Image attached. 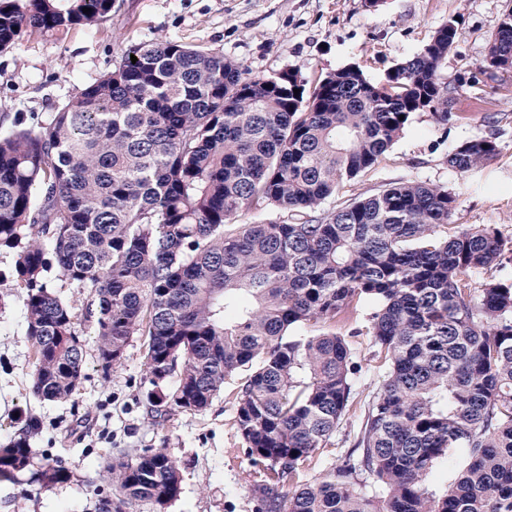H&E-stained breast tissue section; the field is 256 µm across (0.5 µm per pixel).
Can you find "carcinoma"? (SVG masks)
<instances>
[{
  "mask_svg": "<svg viewBox=\"0 0 512 512\" xmlns=\"http://www.w3.org/2000/svg\"><path fill=\"white\" fill-rule=\"evenodd\" d=\"M90 12H83V8ZM112 0H0V51L24 30L95 27ZM455 20L378 85L354 65L308 91L300 73L252 77L243 65L167 39L135 43L40 122L0 131V250L15 254L33 348L30 394L71 397L86 367L75 313L49 291L89 292L103 377L144 337L151 410L207 409L224 381L249 374L235 426L259 469L258 512H512V277L492 224L442 236L456 194L399 183L329 209L343 184L378 165L416 112L448 124L442 75ZM136 56L137 61L130 60ZM485 68L512 69V10ZM299 94H294V90ZM497 145L478 137L446 156L470 172ZM286 220L238 224L244 212ZM366 303L382 361L352 448L310 485L300 466L336 434L359 375L336 318ZM178 374L175 388L165 384ZM29 419L0 447V482L36 455ZM461 454L441 496L425 481ZM69 472L55 461L45 486ZM97 512H164L181 490L162 448L112 460Z\"/></svg>",
  "mask_w": 512,
  "mask_h": 512,
  "instance_id": "1",
  "label": "carcinoma"
}]
</instances>
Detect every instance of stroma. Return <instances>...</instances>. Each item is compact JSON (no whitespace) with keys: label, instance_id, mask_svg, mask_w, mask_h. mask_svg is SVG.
Here are the masks:
<instances>
[{"label":"stroma","instance_id":"35a3bbf8","mask_svg":"<svg viewBox=\"0 0 512 512\" xmlns=\"http://www.w3.org/2000/svg\"><path fill=\"white\" fill-rule=\"evenodd\" d=\"M511 8L512 0H385L375 11L364 0H113L111 16L98 27L63 36L26 32L0 52V113L35 120L96 79L127 46L153 39L224 54L254 76L295 69L311 87L348 65L380 81L453 18L462 36L442 68L459 85L448 105L452 120L441 126L430 112L413 114L382 162L347 182L339 198L367 197L397 182L443 185L457 195L448 233L493 224L510 237L512 71L487 70L483 62ZM477 136L497 142L496 156L467 174L451 170L448 152ZM14 261L13 253L0 251V445L19 434L25 419L36 418L35 448L62 462L70 477L46 487L27 470L15 482H0V512H96L104 467L143 448L166 449L179 467L181 494L166 512H256L260 476L234 425L239 378L227 380L208 409H175L156 420L142 401L144 340L135 336L110 377H102L91 348L70 399L41 402L30 394L33 350L24 298L9 278ZM352 345L362 367L353 414L330 445L304 463L298 484L315 483L353 444L378 362L366 336H353Z\"/></svg>","mask_w":512,"mask_h":512}]
</instances>
